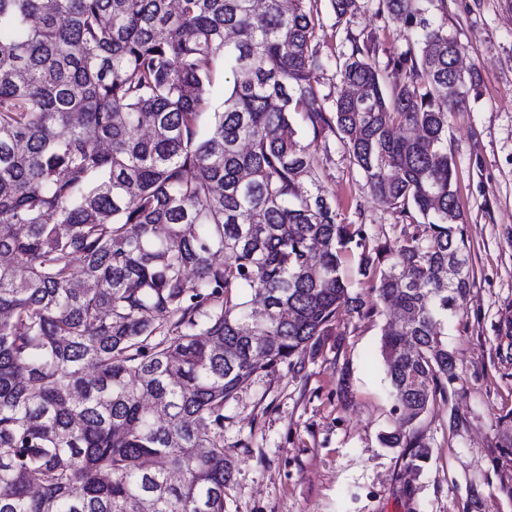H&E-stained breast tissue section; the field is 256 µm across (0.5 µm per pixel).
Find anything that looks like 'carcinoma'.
<instances>
[{"instance_id":"1","label":"carcinoma","mask_w":512,"mask_h":512,"mask_svg":"<svg viewBox=\"0 0 512 512\" xmlns=\"http://www.w3.org/2000/svg\"><path fill=\"white\" fill-rule=\"evenodd\" d=\"M315 2L0 0V512H224V403L376 311L351 248L400 311L380 442L430 458L416 424L459 378L442 329L474 281L448 115L475 82L434 0H377L418 51L388 85L353 43L356 94L327 108ZM300 119L339 134L394 239L336 221Z\"/></svg>"}]
</instances>
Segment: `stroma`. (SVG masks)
I'll return each mask as SVG.
<instances>
[{"label":"stroma","instance_id":"obj_1","mask_svg":"<svg viewBox=\"0 0 512 512\" xmlns=\"http://www.w3.org/2000/svg\"><path fill=\"white\" fill-rule=\"evenodd\" d=\"M317 6L320 98L343 92L335 59L352 40L374 36L381 68L413 46L409 33L377 15L373 0H358L341 19L331 0ZM431 13L456 39L462 73L478 80L448 121L474 282L448 318L459 378L448 402L418 423L431 458L413 472L407 449L378 440L393 406L380 354L393 313L381 304L372 316L346 318L301 367L257 372L225 403L224 453L234 468L224 512H512V448L503 447L499 425L512 413V0H437ZM300 140L319 158L338 221L393 239L399 214L372 196L338 134L316 139L304 128ZM453 413L462 424L452 433Z\"/></svg>","mask_w":512,"mask_h":512}]
</instances>
